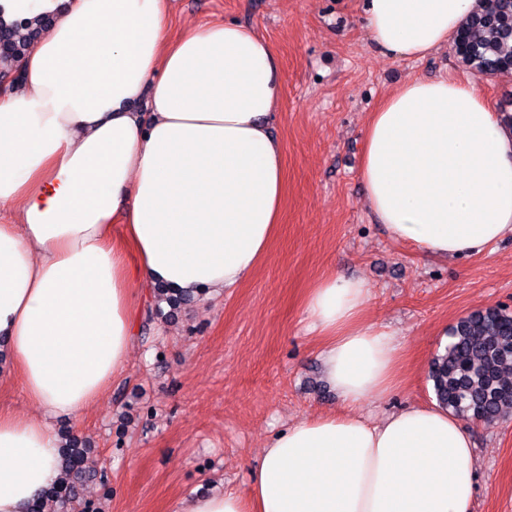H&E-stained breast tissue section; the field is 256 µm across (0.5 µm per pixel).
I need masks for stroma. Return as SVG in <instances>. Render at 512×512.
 <instances>
[{
    "label": "stroma",
    "mask_w": 512,
    "mask_h": 512,
    "mask_svg": "<svg viewBox=\"0 0 512 512\" xmlns=\"http://www.w3.org/2000/svg\"><path fill=\"white\" fill-rule=\"evenodd\" d=\"M172 35L214 20L254 26L277 58L273 122L285 145L282 224L258 270L224 295L183 303L137 330L123 375L90 409L55 422L88 446L81 503L100 512H169L205 480L247 493L249 462L288 423L343 410L329 388L304 299L329 271L363 279L366 323L393 330L401 385L358 406L380 421L427 404L432 357L461 317L512 309V236L462 259L392 239L360 178L365 125L393 90L418 78L477 79L493 111L512 109V76L475 77L451 49L388 60L359 21L361 0H173ZM478 458L473 512H512V416L470 421ZM110 481L101 484L100 471Z\"/></svg>",
    "instance_id": "35a3bbf8"
}]
</instances>
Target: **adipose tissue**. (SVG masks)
<instances>
[{
    "instance_id": "1",
    "label": "adipose tissue",
    "mask_w": 512,
    "mask_h": 512,
    "mask_svg": "<svg viewBox=\"0 0 512 512\" xmlns=\"http://www.w3.org/2000/svg\"><path fill=\"white\" fill-rule=\"evenodd\" d=\"M478 0H363L388 59L454 42ZM48 15L0 94V340L36 406L0 411V512L58 484L55 420L93 406L133 345L139 287L206 299L238 287L277 234L282 93L255 28L209 23L168 36L170 0H0V24ZM361 179L392 238L469 257L512 233V130L473 82L413 80L365 129ZM123 239L112 238L114 217ZM361 280L330 273L304 308L345 409L298 420L252 465L248 494L200 484L170 512H472L469 430L438 404L373 422L399 387L391 330L364 324Z\"/></svg>"
}]
</instances>
